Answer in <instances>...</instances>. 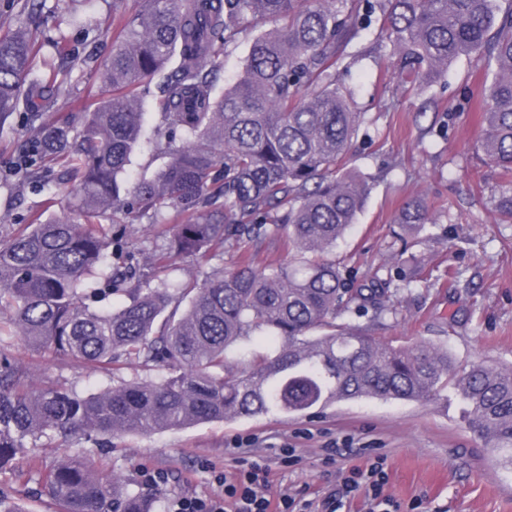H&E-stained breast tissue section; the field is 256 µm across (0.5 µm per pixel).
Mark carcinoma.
Masks as SVG:
<instances>
[{"label":"carcinoma","mask_w":512,"mask_h":512,"mask_svg":"<svg viewBox=\"0 0 512 512\" xmlns=\"http://www.w3.org/2000/svg\"><path fill=\"white\" fill-rule=\"evenodd\" d=\"M123 20L102 81L121 90L98 103L73 132L69 118L47 120L62 67L35 70L32 38L0 36V127L17 110L38 138L24 176L51 182L64 160L78 179L76 209L35 215L0 240V337L75 360L109 379L89 394L33 384L0 349V472L27 455L30 471L62 512H155L139 490L102 481L83 451L49 470L36 449L46 436L97 448L125 433L150 435L228 418L303 414L363 397L427 402L448 389L469 426L512 466V368L472 362L459 369L448 351L383 344L352 321L386 304L383 281L345 287L332 249L356 222L369 190L348 169L360 128L351 93L336 80L349 45L379 24L404 83H440L465 57L492 73L479 148L512 182V0H144ZM243 74L215 96L224 53L258 25ZM159 78L167 135L144 138L137 88ZM163 159L133 190L124 174L142 143ZM161 225L146 270L112 261L122 239L99 217L107 210ZM186 212L162 223L167 210ZM397 223L431 224L419 198ZM288 240L286 264L241 253L200 283L164 277L178 257L224 259V245ZM156 281L150 285V281ZM258 336L280 345L272 359L229 365L226 355ZM134 357L162 367L161 382L116 377Z\"/></svg>","instance_id":"obj_1"}]
</instances>
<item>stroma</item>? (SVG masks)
Returning <instances> with one entry per match:
<instances>
[{
	"label": "stroma",
	"mask_w": 512,
	"mask_h": 512,
	"mask_svg": "<svg viewBox=\"0 0 512 512\" xmlns=\"http://www.w3.org/2000/svg\"><path fill=\"white\" fill-rule=\"evenodd\" d=\"M139 0H44L39 23L0 0L12 27H31L37 63L57 61L56 44L68 40L79 58L69 91L49 119L79 120L109 95L98 77L112 53L113 17L131 16ZM357 60L339 81L352 92L353 111L365 120L355 136L349 165L367 177L366 204L332 252L348 288L376 279L398 288L397 310L374 325L383 342L421 341L447 349L457 366L488 360L512 367V219L495 200L507 188L478 143L483 135L480 93L483 65L461 59L446 86L406 91L393 67L390 44L377 27L353 42ZM35 148L32 128L15 117L0 128V239L37 213L61 216L75 204L77 181L56 168L43 190L18 182L15 168ZM426 203L431 233L409 235L394 219L413 198ZM9 350L35 383L83 393L101 380L61 356L32 351L19 339ZM294 463H284L285 449ZM384 457L383 492L401 512H512V468L497 462L486 440L470 429L455 398L428 403L362 398L310 414H268L114 438L103 476L150 494L156 512H169L183 496L218 493V475L235 472L240 458L266 465L270 493H288L320 512L341 472ZM0 495L26 512H58L36 475L19 460L0 474Z\"/></svg>",
	"instance_id": "obj_1"
}]
</instances>
